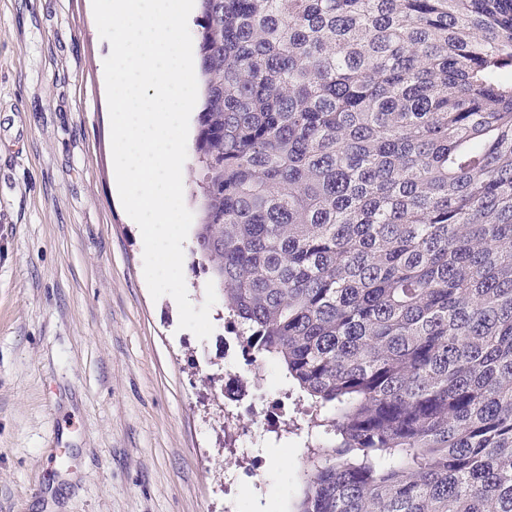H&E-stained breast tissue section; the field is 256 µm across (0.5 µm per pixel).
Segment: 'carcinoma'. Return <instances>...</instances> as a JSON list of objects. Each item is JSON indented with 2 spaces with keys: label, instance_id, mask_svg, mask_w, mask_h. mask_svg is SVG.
Returning <instances> with one entry per match:
<instances>
[{
  "label": "carcinoma",
  "instance_id": "obj_1",
  "mask_svg": "<svg viewBox=\"0 0 512 512\" xmlns=\"http://www.w3.org/2000/svg\"><path fill=\"white\" fill-rule=\"evenodd\" d=\"M201 2L197 253L297 512H512V0ZM256 373L264 379V385L261 388V395L265 400V403L271 404L274 407H282L280 403H285L286 408L292 411L294 408L293 398L286 399L284 397V390L288 388V385L283 381L281 372L278 365L273 361H264L256 367ZM254 374L257 382L262 380L260 376Z\"/></svg>",
  "mask_w": 512,
  "mask_h": 512
}]
</instances>
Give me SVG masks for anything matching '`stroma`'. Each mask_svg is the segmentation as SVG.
I'll use <instances>...</instances> for the list:
<instances>
[{
  "mask_svg": "<svg viewBox=\"0 0 512 512\" xmlns=\"http://www.w3.org/2000/svg\"><path fill=\"white\" fill-rule=\"evenodd\" d=\"M92 0H0V512H295L303 440L224 487V304L152 299L113 183ZM287 457L282 467L273 458Z\"/></svg>",
  "mask_w": 512,
  "mask_h": 512,
  "instance_id": "obj_1",
  "label": "stroma"
}]
</instances>
